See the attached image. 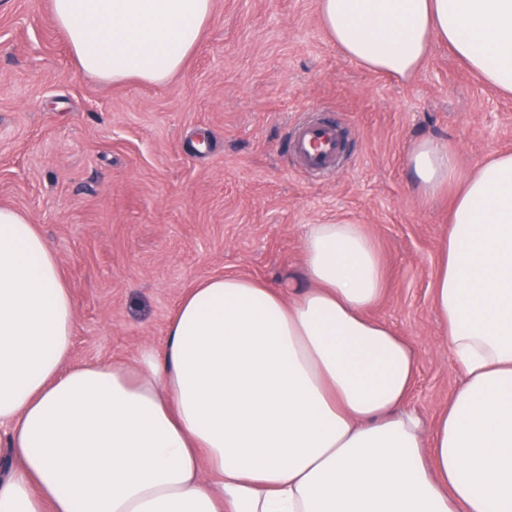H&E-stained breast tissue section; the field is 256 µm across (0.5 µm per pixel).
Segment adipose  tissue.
<instances>
[{"label": "adipose tissue", "instance_id": "adipose-tissue-1", "mask_svg": "<svg viewBox=\"0 0 512 512\" xmlns=\"http://www.w3.org/2000/svg\"><path fill=\"white\" fill-rule=\"evenodd\" d=\"M212 0H52L86 73L161 83ZM370 70L414 74L440 40L512 95V0H319ZM434 196L454 153L416 143ZM435 307L463 375L434 425L407 407L413 346L365 312L384 270L354 220L309 225L293 300L224 274L181 300L159 351L68 363L74 303L26 215L0 207V512H512V153L456 194ZM208 469L213 482L201 481Z\"/></svg>", "mask_w": 512, "mask_h": 512}]
</instances>
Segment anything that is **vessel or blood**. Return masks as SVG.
I'll list each match as a JSON object with an SVG mask.
<instances>
[{
	"instance_id": "vessel-or-blood-1",
	"label": "vessel or blood",
	"mask_w": 512,
	"mask_h": 512,
	"mask_svg": "<svg viewBox=\"0 0 512 512\" xmlns=\"http://www.w3.org/2000/svg\"><path fill=\"white\" fill-rule=\"evenodd\" d=\"M345 150L342 126L321 116L296 122L289 133L288 153L310 176L325 177Z\"/></svg>"
}]
</instances>
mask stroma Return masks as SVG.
<instances>
[{
	"label": "stroma",
	"instance_id": "35a3bbf8",
	"mask_svg": "<svg viewBox=\"0 0 512 512\" xmlns=\"http://www.w3.org/2000/svg\"><path fill=\"white\" fill-rule=\"evenodd\" d=\"M309 112L349 129L345 163L322 181L286 151ZM423 138L446 144L466 180L512 152V98L438 41L406 79L358 65L328 38L318 0H213L161 84L85 74L51 0H0V206L57 255L74 365L161 348L184 294L216 275L292 298L307 225L355 219L386 271L368 315L413 344L408 403L433 422L462 383L434 305L458 188L420 193L406 156Z\"/></svg>",
	"mask_w": 512,
	"mask_h": 512
}]
</instances>
